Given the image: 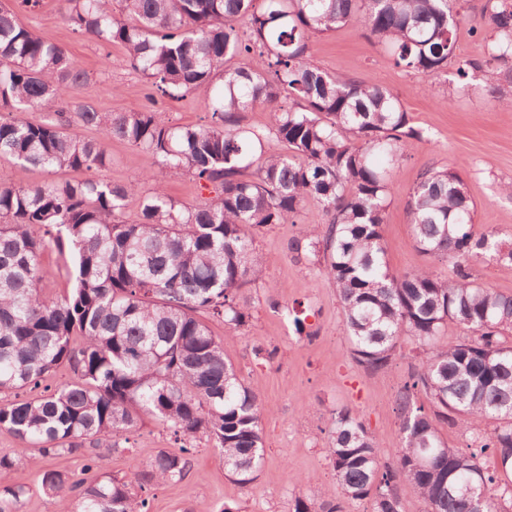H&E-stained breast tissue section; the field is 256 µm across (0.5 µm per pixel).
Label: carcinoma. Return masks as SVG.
Returning a JSON list of instances; mask_svg holds the SVG:
<instances>
[{
    "instance_id": "carcinoma-1",
    "label": "carcinoma",
    "mask_w": 512,
    "mask_h": 512,
    "mask_svg": "<svg viewBox=\"0 0 512 512\" xmlns=\"http://www.w3.org/2000/svg\"><path fill=\"white\" fill-rule=\"evenodd\" d=\"M76 33L124 48L148 88L149 104L100 112L72 104L86 74L61 46L22 25L0 4V157L22 166L93 171L109 161L114 139L149 154L161 172L188 174L209 197L195 205L157 185L126 218L133 184L88 179L16 185L0 182V430L24 447L0 456V512H22L27 486L4 479L34 449L73 453L123 436L146 417L172 431L176 452L159 451L129 479L91 482L46 472L41 489L61 512H150L148 490L184 480L204 437L242 487L255 479L264 449L260 400L224 357L208 320L248 324L243 289L262 280L255 233L296 223L319 207L326 234L305 231L289 250L316 260L336 288L354 359L384 367L403 336L422 349L398 395L402 445L383 460L374 437L348 407L336 410L328 457L336 496H297L293 512H345L372 500L371 512H401L417 495L427 512H512V296L477 281L472 262L486 255L512 268V244L475 230V207L461 175L426 170L408 204L418 249L452 266L393 273L382 225L389 178L423 138L389 90L329 73L310 59L313 39L346 25L388 46L398 66L446 75L448 87L477 76L493 81L512 63V0H486L487 51L456 61L461 0H64ZM246 20V28L239 27ZM249 55L246 67L234 65ZM206 86L209 122L179 126L159 100ZM291 103L279 104L282 93ZM53 108L43 120L27 112ZM269 114L257 129L246 114ZM75 124L98 139L70 133ZM68 252L70 292L41 294L39 257ZM466 332L444 339L448 325ZM73 380L33 398L57 368ZM424 394L430 408L418 402ZM13 398H8V395ZM479 452L448 447L439 427L474 420Z\"/></svg>"
}]
</instances>
